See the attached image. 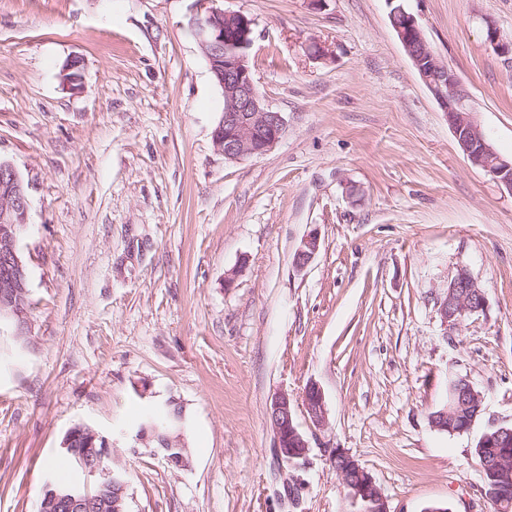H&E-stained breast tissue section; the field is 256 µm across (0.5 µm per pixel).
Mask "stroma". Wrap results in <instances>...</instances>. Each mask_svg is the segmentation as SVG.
Returning <instances> with one entry per match:
<instances>
[{"label": "stroma", "instance_id": "stroma-1", "mask_svg": "<svg viewBox=\"0 0 512 512\" xmlns=\"http://www.w3.org/2000/svg\"><path fill=\"white\" fill-rule=\"evenodd\" d=\"M512 159V0H402ZM254 22L250 60L282 138L231 162L190 30L195 0H0V160L28 187L26 336L0 328V512H37L66 433L126 473L128 512H354L329 454L390 512H494L474 448L512 426V192L463 155L394 32L388 0H220ZM82 60L79 90L63 65ZM319 252L293 256L310 230ZM467 268L482 310H437ZM482 397L434 428L449 376ZM323 391L328 424L301 405ZM293 396L309 460L274 455ZM175 399L190 465L136 434ZM320 244L321 241L318 231L312 230L308 232L294 253L293 264L295 268L299 270L306 268L318 253ZM331 453L336 470L339 462L341 464L338 472L352 503L359 506L357 512H390L381 489L358 460L342 448H335ZM347 473H350L351 477L346 478Z\"/></svg>", "mask_w": 512, "mask_h": 512}]
</instances>
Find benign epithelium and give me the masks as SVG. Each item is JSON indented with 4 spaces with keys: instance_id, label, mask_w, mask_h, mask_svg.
Instances as JSON below:
<instances>
[{
    "instance_id": "obj_1",
    "label": "benign epithelium",
    "mask_w": 512,
    "mask_h": 512,
    "mask_svg": "<svg viewBox=\"0 0 512 512\" xmlns=\"http://www.w3.org/2000/svg\"><path fill=\"white\" fill-rule=\"evenodd\" d=\"M196 11L191 27L209 65L214 82L224 97V110L213 130V143L228 161H241L270 151L281 139L285 124L280 113L266 107L257 91L250 66L249 51L253 44L252 19L224 10L218 0H195ZM390 17H400L403 25H394L398 39L411 59L420 78L445 112L453 135L467 160L485 171L498 184L512 190V159L497 154L480 128L474 123L468 107L469 96L456 73L436 55L425 40L413 14L399 5ZM81 59L73 57L64 65L60 78L70 90L78 89ZM29 223L28 186L14 168L0 160V322L12 325L16 335H26L28 328L27 297L29 269L19 252L16 225ZM318 231L308 232L294 253L293 264L302 270L320 249ZM479 288L477 281L465 268L457 270L448 282V289L439 300V312L446 322H458L469 311L464 299ZM477 396L468 379L459 377L448 389L446 408L438 415L434 427H445L448 407ZM303 405L317 426L327 423L325 397L321 388L311 383L305 387ZM269 419L275 433L278 456L296 466L305 464L309 455L308 440L298 430L294 417V399L286 392L275 394L270 402ZM139 441H154L167 453L179 451L178 467L188 466V451L181 446L180 436L169 429L161 432L142 428ZM83 447H76L77 443ZM62 448L75 455L84 480L69 484L47 486L41 498L39 512H125L127 480L122 472L105 465L111 448L92 427L78 426L70 430ZM332 458L341 464L343 477L357 512H389L381 489L371 474L342 448L332 451ZM112 492V503H101L91 497L90 481Z\"/></svg>"
}]
</instances>
